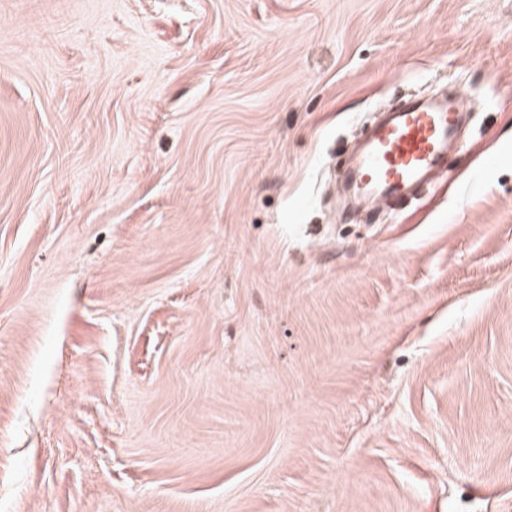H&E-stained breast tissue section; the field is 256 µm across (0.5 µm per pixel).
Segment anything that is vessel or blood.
<instances>
[{
	"mask_svg": "<svg viewBox=\"0 0 512 512\" xmlns=\"http://www.w3.org/2000/svg\"><path fill=\"white\" fill-rule=\"evenodd\" d=\"M458 126L454 101L407 100L372 129L346 179L378 203L396 206L431 179L455 145Z\"/></svg>",
	"mask_w": 512,
	"mask_h": 512,
	"instance_id": "vessel-or-blood-1",
	"label": "vessel or blood"
}]
</instances>
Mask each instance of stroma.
<instances>
[{
	"instance_id": "obj_1",
	"label": "stroma",
	"mask_w": 512,
	"mask_h": 512,
	"mask_svg": "<svg viewBox=\"0 0 512 512\" xmlns=\"http://www.w3.org/2000/svg\"><path fill=\"white\" fill-rule=\"evenodd\" d=\"M0 512H512V0H0ZM458 126L454 100H407L372 129L346 179L394 207L431 179L455 145Z\"/></svg>"
}]
</instances>
